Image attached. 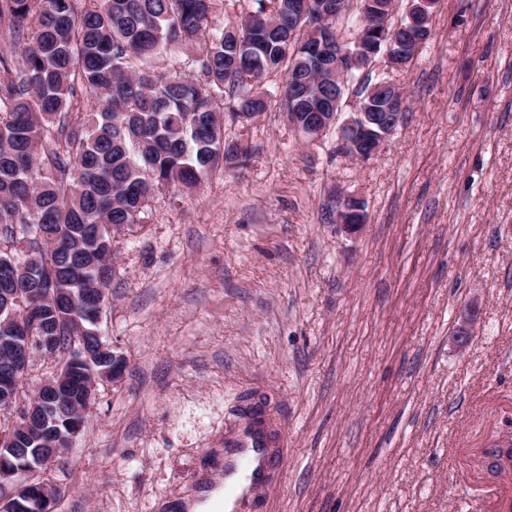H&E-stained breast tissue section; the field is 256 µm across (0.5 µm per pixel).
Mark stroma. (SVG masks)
<instances>
[{"label": "stroma", "instance_id": "stroma-1", "mask_svg": "<svg viewBox=\"0 0 512 512\" xmlns=\"http://www.w3.org/2000/svg\"><path fill=\"white\" fill-rule=\"evenodd\" d=\"M370 73L409 112L369 161L305 143L276 95L224 122L247 166L115 233L101 332L125 368L42 474L56 512H191L253 398L285 441L259 512H512V462L481 454L512 439V0H439L413 62ZM336 226L347 233L355 234L361 230L366 222V215L355 199L336 189Z\"/></svg>", "mask_w": 512, "mask_h": 512}]
</instances>
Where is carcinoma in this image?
Returning a JSON list of instances; mask_svg holds the SVG:
<instances>
[{
    "label": "carcinoma",
    "instance_id": "obj_1",
    "mask_svg": "<svg viewBox=\"0 0 512 512\" xmlns=\"http://www.w3.org/2000/svg\"><path fill=\"white\" fill-rule=\"evenodd\" d=\"M79 2L0 0L12 39L0 50V238L40 233L41 271L76 267L58 287L92 304L112 283V231L143 223L170 186L249 163L224 137V113L267 110L269 79L288 80L298 59L297 19L288 0H249L212 30L217 0ZM2 268L36 314L40 271L0 247Z\"/></svg>",
    "mask_w": 512,
    "mask_h": 512
}]
</instances>
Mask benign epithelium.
Here are the masks:
<instances>
[{
    "label": "benign epithelium",
    "mask_w": 512,
    "mask_h": 512,
    "mask_svg": "<svg viewBox=\"0 0 512 512\" xmlns=\"http://www.w3.org/2000/svg\"><path fill=\"white\" fill-rule=\"evenodd\" d=\"M356 0H290L288 9L295 14L302 26L290 31V35H304L309 52L317 58L318 71L330 81L343 82L349 67L357 65L367 71L372 68L375 58L383 56L387 67L399 69L410 64L417 56L426 34L431 29L436 0H415L408 7L398 27L406 30L403 40L388 36L384 50L367 41L364 34L377 28L384 16L394 8L392 0H361L358 17L359 29L347 40L334 34L332 22L353 11ZM392 90L383 112L356 110L343 122H338L339 101L324 95L309 93L308 84L288 87V103L294 111L288 113V122L293 125L308 143L318 141L331 128H336V143L340 154L351 161L360 163L378 153L404 119V101L401 91L388 82ZM336 226L347 233L355 234L366 222V215L355 199L336 189ZM41 301L64 310L60 318L71 317L75 301L62 298L56 288L42 292ZM8 322L21 332L13 340L4 343L0 353L6 359L7 373L0 376V410L14 416L13 426L8 435L0 438L11 454H28V449L18 448L22 439L36 437L41 443L36 463L30 465L29 473L38 475L54 465L61 456V449L74 444L81 431L80 416L84 403L92 396L100 380H115L121 375L118 363L94 373H87L83 396L78 398L72 392V379L82 367L90 364L92 355L85 348L81 323L71 326L76 334L71 347L62 359L59 370L38 387L37 396L28 401L17 394V377L27 372L33 358L56 355L58 337L33 335L36 321L30 316V309L24 315H11ZM35 496L39 512H55L56 488L39 480L21 483L14 481L0 484V512L12 507L14 499L23 490Z\"/></svg>",
    "instance_id": "obj_1"
}]
</instances>
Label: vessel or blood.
<instances>
[{"label": "vessel or blood", "instance_id": "vessel-or-blood-1", "mask_svg": "<svg viewBox=\"0 0 512 512\" xmlns=\"http://www.w3.org/2000/svg\"><path fill=\"white\" fill-rule=\"evenodd\" d=\"M280 444L264 408L245 405L224 431V512H250L271 482Z\"/></svg>", "mask_w": 512, "mask_h": 512}]
</instances>
